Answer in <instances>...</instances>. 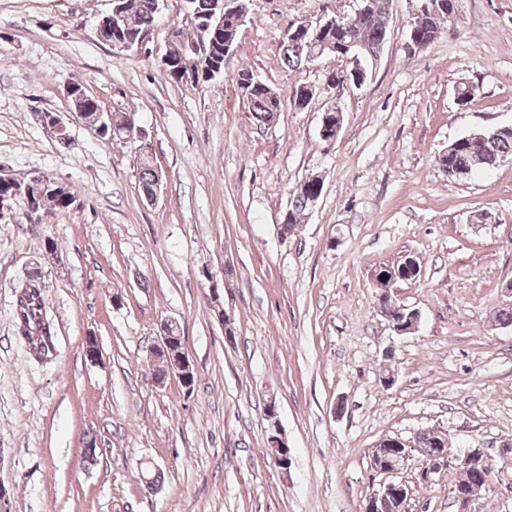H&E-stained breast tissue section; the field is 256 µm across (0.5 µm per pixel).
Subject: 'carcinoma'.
<instances>
[{
  "instance_id": "1",
  "label": "carcinoma",
  "mask_w": 512,
  "mask_h": 512,
  "mask_svg": "<svg viewBox=\"0 0 512 512\" xmlns=\"http://www.w3.org/2000/svg\"><path fill=\"white\" fill-rule=\"evenodd\" d=\"M160 0H112V5L121 6V33L125 37H137L150 30L156 23ZM464 0H428V8L417 18L414 35L434 44L442 34L445 22L456 19L463 9ZM188 8L196 17L192 32L177 28L172 34L169 47V60L159 63L163 76L173 84L186 83L184 73L192 54L188 47L204 41L210 45L208 60L201 63L196 71L193 85L206 82L224 74V42L237 44L238 33L234 21L220 13V0H188ZM390 37L389 0H370L368 11L356 12L344 17L329 29L324 39L335 46L351 45L363 52L367 61L380 57L386 40ZM342 57L338 50L320 49L304 35H284L279 43V56L283 68L289 71L306 69L324 57ZM253 119L265 126L272 122L279 111L280 99L267 84L251 88L243 96ZM135 117L127 112L112 113V132L106 137L128 138L129 124ZM512 158V129L498 132L479 130L455 139L452 151L439 158V165L453 172H468L472 175H488L499 164ZM164 179L161 170L150 159L148 152L140 156L138 188L141 195L154 191L156 180ZM313 190L299 185L291 194L288 206V220L281 225L280 233L290 235L296 224L311 209ZM45 299L41 285L37 282L23 289L16 300V322L21 334L40 359H46L54 352V331L44 319Z\"/></svg>"
}]
</instances>
